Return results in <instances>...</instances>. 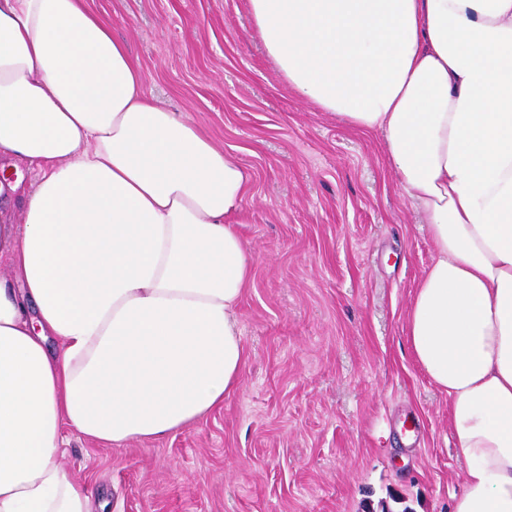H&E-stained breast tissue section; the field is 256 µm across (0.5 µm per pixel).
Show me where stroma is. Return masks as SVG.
<instances>
[{
	"instance_id": "35a3bbf8",
	"label": "stroma",
	"mask_w": 512,
	"mask_h": 512,
	"mask_svg": "<svg viewBox=\"0 0 512 512\" xmlns=\"http://www.w3.org/2000/svg\"><path fill=\"white\" fill-rule=\"evenodd\" d=\"M157 104L245 167L241 385L187 429L59 462L102 512H451L463 459L405 315L434 258L380 136L297 100L247 0H89Z\"/></svg>"
}]
</instances>
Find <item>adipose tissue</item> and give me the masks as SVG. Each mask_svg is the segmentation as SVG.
Instances as JSON below:
<instances>
[{"label":"adipose tissue","instance_id":"ef3b65f1","mask_svg":"<svg viewBox=\"0 0 512 512\" xmlns=\"http://www.w3.org/2000/svg\"><path fill=\"white\" fill-rule=\"evenodd\" d=\"M248 3L297 99L382 135L435 253L405 330L465 461L451 512H512V0ZM248 183L86 0H0V512H94L63 429L161 438L239 388Z\"/></svg>","mask_w":512,"mask_h":512}]
</instances>
